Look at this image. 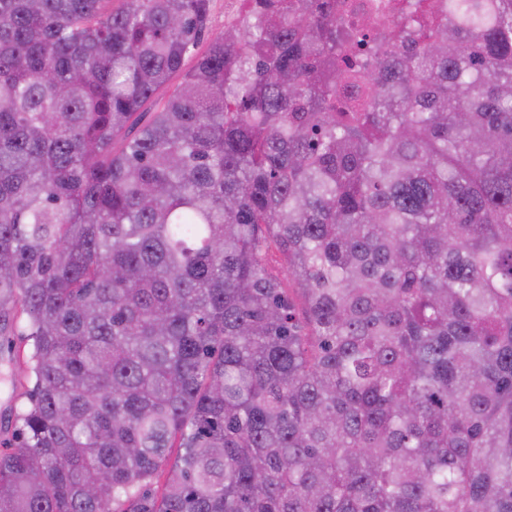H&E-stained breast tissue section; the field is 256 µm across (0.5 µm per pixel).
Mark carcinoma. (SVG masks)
<instances>
[{
	"instance_id": "obj_1",
	"label": "carcinoma",
	"mask_w": 512,
	"mask_h": 512,
	"mask_svg": "<svg viewBox=\"0 0 512 512\" xmlns=\"http://www.w3.org/2000/svg\"><path fill=\"white\" fill-rule=\"evenodd\" d=\"M209 10L0 0V512H512V0ZM246 1L248 0H211L208 20L199 36L200 51L206 49L224 31L225 19L233 24L240 22L252 5V2ZM8 326L6 336L0 335V422L6 418V427H0V441L12 439L15 425L13 410H21L28 404V392L33 382L28 378L25 362L31 352V341L26 336H12ZM12 418V420H11ZM10 419V422H8Z\"/></svg>"
}]
</instances>
